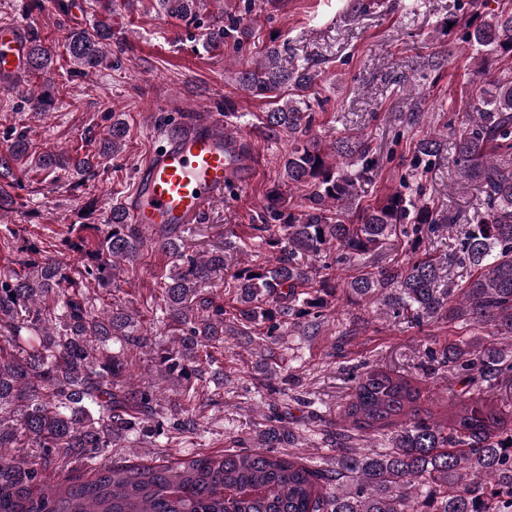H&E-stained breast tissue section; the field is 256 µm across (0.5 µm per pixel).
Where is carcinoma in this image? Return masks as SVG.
Listing matches in <instances>:
<instances>
[{
    "instance_id": "cac0c4a2",
    "label": "carcinoma",
    "mask_w": 512,
    "mask_h": 512,
    "mask_svg": "<svg viewBox=\"0 0 512 512\" xmlns=\"http://www.w3.org/2000/svg\"><path fill=\"white\" fill-rule=\"evenodd\" d=\"M167 16L196 22L202 0H157ZM490 0H467L462 41L478 69L507 61L480 89L479 103L464 125L428 132L412 147L411 177L448 161L473 183L481 197L458 246L444 256L420 253L422 241L452 229L459 216L438 217L422 186L402 179L374 201L364 185L377 166L367 138L349 133L326 141L314 127L307 93L320 73L309 65L280 66L279 51L265 50L234 79L247 95L271 102L258 118L266 138H288L281 185L265 196L260 223L251 225L268 257L236 269L227 287L236 306L205 293L212 275L225 267L224 247L188 251L184 236L165 230L152 239L171 259L160 283V311L173 336L158 353V379L178 387L179 410L157 419L154 385L126 381L125 351L152 347L151 339L125 307L97 312L89 284L112 288L124 262H135L146 244L143 231L115 205L107 230L86 252L83 268L69 271L50 252L25 243L20 271L0 276V512H512V7L489 9ZM231 30L224 16L211 17L206 45L219 48ZM26 66L46 71L53 50L39 31L27 32ZM112 29L69 33L65 49L87 75L111 50ZM9 91L31 112H45L46 95L22 85ZM425 103L410 104L404 121L423 122ZM194 112L166 121L167 136L187 133ZM127 134L112 122L100 138L99 155L119 156ZM0 153V201L17 185L16 166L32 157L25 130L6 129ZM94 155L42 153L35 166L86 177ZM304 190L287 201L281 186ZM403 237L411 256L374 272L349 268L390 237ZM463 271L456 288L441 286V272ZM348 299H380L415 318L436 316L456 325L490 328L428 350L423 377L383 365L352 372V391L343 406L344 425L330 435L336 466L315 469L297 454L281 452L282 421L271 418L255 448L177 458L161 464L104 459L106 449L133 434L167 427L185 434L197 429V400L224 387V367L212 349L226 336H252L264 327L265 341L281 330L314 327L313 309L335 305L337 291ZM446 373L454 408L448 423L423 408L424 380ZM389 439L388 448L360 454L362 438ZM82 475L46 486L42 469L29 460Z\"/></svg>"
}]
</instances>
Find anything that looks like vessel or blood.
I'll use <instances>...</instances> for the list:
<instances>
[{
    "mask_svg": "<svg viewBox=\"0 0 512 512\" xmlns=\"http://www.w3.org/2000/svg\"><path fill=\"white\" fill-rule=\"evenodd\" d=\"M27 44L20 27H0V77L25 70ZM253 155L238 137L224 133L221 119L201 122L176 139H165L136 168V189L125 204L129 223L151 234L183 231L199 223L213 200L250 176Z\"/></svg>",
    "mask_w": 512,
    "mask_h": 512,
    "instance_id": "b4317fda",
    "label": "vessel or blood"
}]
</instances>
